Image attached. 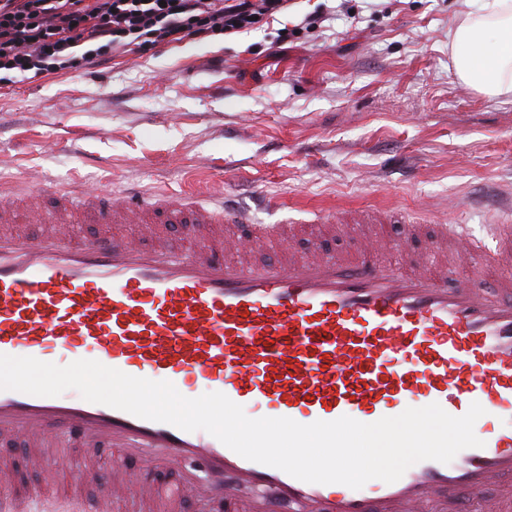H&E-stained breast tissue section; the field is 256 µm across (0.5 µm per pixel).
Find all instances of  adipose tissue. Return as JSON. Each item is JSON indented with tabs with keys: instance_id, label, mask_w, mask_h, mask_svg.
Returning <instances> with one entry per match:
<instances>
[{
	"instance_id": "1",
	"label": "adipose tissue",
	"mask_w": 512,
	"mask_h": 512,
	"mask_svg": "<svg viewBox=\"0 0 512 512\" xmlns=\"http://www.w3.org/2000/svg\"><path fill=\"white\" fill-rule=\"evenodd\" d=\"M501 35L496 54L484 48L486 33ZM457 75L490 96L512 95V0H480L451 34Z\"/></svg>"
}]
</instances>
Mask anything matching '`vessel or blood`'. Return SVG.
Wrapping results in <instances>:
<instances>
[{"mask_svg": "<svg viewBox=\"0 0 512 512\" xmlns=\"http://www.w3.org/2000/svg\"><path fill=\"white\" fill-rule=\"evenodd\" d=\"M60 212L29 215L47 224L35 238L0 228V354L44 361L61 352L191 390L199 382L268 417L307 425L343 416L372 423L402 413L408 401L439 404L460 416L485 410L476 424L483 445L442 464L408 468L396 482L354 490L316 484L246 460L209 433L138 418L82 398L0 390V436L28 449L48 444L119 450L144 467H187L184 481L159 490L140 473L85 469L113 497L163 495L178 512L184 494L232 512H448L497 488L484 512H512V224H498L504 247L459 242L464 225L439 226L434 250L451 261L405 268L373 257L248 260L278 240L279 227L224 196L171 195L140 189L101 196L77 188L58 196ZM193 221L241 239L221 256L209 246L174 247L163 228L144 240L106 235L72 241L64 214L92 212L99 223L140 216ZM496 279L493 290L478 278ZM0 512H110L107 501L56 496L34 503L24 492L0 499Z\"/></svg>", "mask_w": 512, "mask_h": 512, "instance_id": "1", "label": "vessel or blood"}]
</instances>
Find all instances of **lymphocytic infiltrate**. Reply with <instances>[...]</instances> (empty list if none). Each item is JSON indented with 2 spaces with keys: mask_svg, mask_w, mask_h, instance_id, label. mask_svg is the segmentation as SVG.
<instances>
[{
  "mask_svg": "<svg viewBox=\"0 0 512 512\" xmlns=\"http://www.w3.org/2000/svg\"><path fill=\"white\" fill-rule=\"evenodd\" d=\"M288 0H0V71H82L131 51L211 39L283 14Z\"/></svg>",
  "mask_w": 512,
  "mask_h": 512,
  "instance_id": "lymphocytic-infiltrate-1",
  "label": "lymphocytic infiltrate"
}]
</instances>
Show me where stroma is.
<instances>
[{"instance_id":"1","label":"stroma","mask_w":512,"mask_h":512,"mask_svg":"<svg viewBox=\"0 0 512 512\" xmlns=\"http://www.w3.org/2000/svg\"><path fill=\"white\" fill-rule=\"evenodd\" d=\"M324 0H291L274 21L205 41L136 49L92 72L0 83V189L27 185L45 209L53 187H156L234 196L259 223H306L294 251L357 258L360 234H325L329 209L348 222L398 211L420 223L378 225L400 241L386 260L429 252L439 224L467 225L488 250L489 226L512 216V98L459 80L448 35L470 0H352L324 28L282 42ZM273 199L279 209H265ZM78 451L27 467L35 496L104 494L80 480Z\"/></svg>"}]
</instances>
